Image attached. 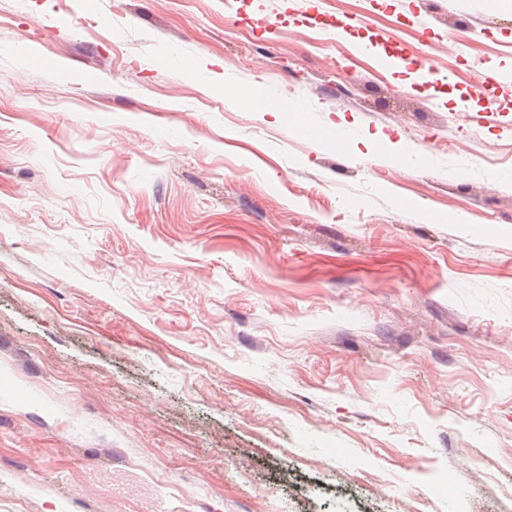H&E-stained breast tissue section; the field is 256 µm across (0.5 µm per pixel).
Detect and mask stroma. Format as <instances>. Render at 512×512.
<instances>
[{"mask_svg": "<svg viewBox=\"0 0 512 512\" xmlns=\"http://www.w3.org/2000/svg\"><path fill=\"white\" fill-rule=\"evenodd\" d=\"M313 2L0 0V512H512V0Z\"/></svg>", "mask_w": 512, "mask_h": 512, "instance_id": "obj_1", "label": "stroma"}]
</instances>
